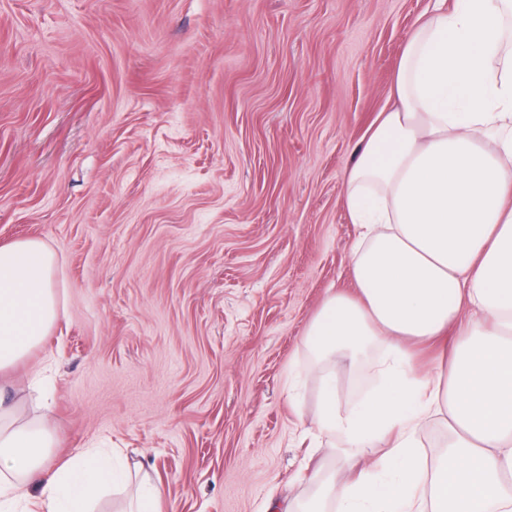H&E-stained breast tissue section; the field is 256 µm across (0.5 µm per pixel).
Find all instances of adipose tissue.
Returning a JSON list of instances; mask_svg holds the SVG:
<instances>
[{"mask_svg":"<svg viewBox=\"0 0 512 512\" xmlns=\"http://www.w3.org/2000/svg\"><path fill=\"white\" fill-rule=\"evenodd\" d=\"M512 0H453L418 21L395 103L363 135L343 205L358 236L354 294L329 293L305 332L319 359L384 350L379 387L340 405L323 377L311 433L341 434L344 482L315 471L308 512H512ZM39 239L0 246V512H94L127 468L81 449L55 461L50 429L19 422L6 374L62 309ZM442 344L423 370L413 344ZM442 418L443 453L424 428Z\"/></svg>","mask_w":512,"mask_h":512,"instance_id":"1","label":"adipose tissue"}]
</instances>
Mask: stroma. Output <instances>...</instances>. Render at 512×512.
I'll use <instances>...</instances> for the list:
<instances>
[{"instance_id": "stroma-1", "label": "stroma", "mask_w": 512, "mask_h": 512, "mask_svg": "<svg viewBox=\"0 0 512 512\" xmlns=\"http://www.w3.org/2000/svg\"><path fill=\"white\" fill-rule=\"evenodd\" d=\"M435 0H0V245L56 254L65 316L11 372L52 454L116 448L173 512L310 501L303 335L353 291L354 150ZM52 357L50 406L28 390Z\"/></svg>"}]
</instances>
